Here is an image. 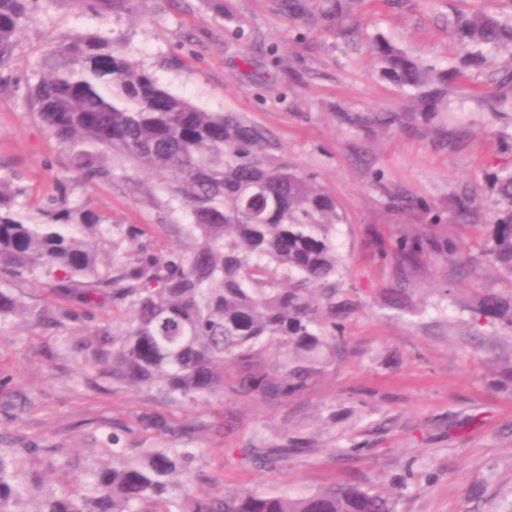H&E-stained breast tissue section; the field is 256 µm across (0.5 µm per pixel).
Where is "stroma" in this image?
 I'll use <instances>...</instances> for the list:
<instances>
[{
	"label": "stroma",
	"instance_id": "35a3bbf8",
	"mask_svg": "<svg viewBox=\"0 0 512 512\" xmlns=\"http://www.w3.org/2000/svg\"><path fill=\"white\" fill-rule=\"evenodd\" d=\"M497 0H364L362 14L398 46L441 66L458 62L452 21ZM120 43L172 94L208 112H233L268 131L281 155L332 195L342 220L336 245L346 262L340 299L341 351L291 397L225 392L223 399L169 401L154 391L119 386L89 366L78 349L104 323L120 326L123 307L105 302L85 323L36 326L24 321L0 334V443L57 448L54 468L24 459L37 512L44 496L75 484L98 456L99 439L116 432L129 448H190L198 490L219 497L243 487L291 494L331 485L401 490L397 512H496L512 500V389L494 363L512 332L499 322L473 323L464 304L486 289L512 294V278L484 254L498 196L492 175L512 168V112L500 118L481 102L497 90L488 70L466 69L451 86L447 111H411L409 97L379 79L362 43L317 22L288 19L279 0H224L216 14L203 0H38L0 77V172L19 178L21 216L65 181L69 204L91 208L105 225H134L158 251L177 244L187 223L159 180L116 169L112 181L89 183L29 110L28 94L51 46L72 35ZM373 109L398 111L387 128L350 124ZM399 193L428 209H396ZM475 201L470 222L452 202ZM432 226L439 242L466 239L471 259L458 266L446 250L421 272L401 278L385 253L401 235ZM406 289L413 311L386 307ZM456 291L448 302L442 289ZM146 415L164 418L168 433L144 430ZM311 449L269 466L247 448Z\"/></svg>",
	"mask_w": 512,
	"mask_h": 512
}]
</instances>
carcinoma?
Masks as SVG:
<instances>
[{
    "label": "carcinoma",
    "instance_id": "cac0c4a2",
    "mask_svg": "<svg viewBox=\"0 0 512 512\" xmlns=\"http://www.w3.org/2000/svg\"><path fill=\"white\" fill-rule=\"evenodd\" d=\"M35 0H0V66L10 57ZM360 0H323L318 21L349 35ZM288 16L309 21L307 0H283ZM459 66L441 68L381 33L369 40L380 77L412 92L416 112L448 105L449 75L495 66L496 83L512 87V12L457 18ZM30 104L87 182L112 181L114 162L160 178L190 217L164 254L121 250L113 229L86 206H66V185L47 198L45 222L19 216L23 189L0 173V326L22 318L37 325L80 322L105 300L125 307L120 331L98 327L83 343L93 367L112 382L170 397H224V369L247 367L276 345L271 370L243 373L236 392L286 397L336 359L347 312L336 301L344 263L332 230L335 199L276 153L265 130L231 112H205L164 89L120 46L77 35L44 57ZM390 112L356 116L388 125ZM497 211L484 249L512 277V169L497 177ZM438 247L429 233L400 242L397 267L409 276ZM38 282L67 302L64 311L27 306L15 285ZM474 321L494 319L512 332V297L486 292L470 303ZM60 448H0V512H25L18 454L54 456ZM266 464L286 448H252ZM103 460L76 487L51 492L38 512H396L398 496L358 486L290 495L245 488L220 498L195 495L189 448H126L102 442Z\"/></svg>",
    "mask_w": 512,
    "mask_h": 512
}]
</instances>
